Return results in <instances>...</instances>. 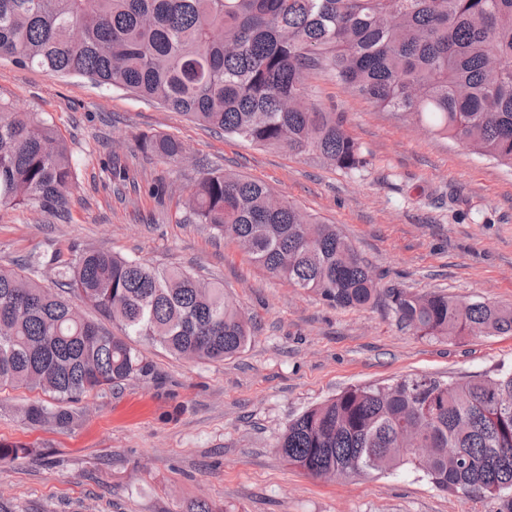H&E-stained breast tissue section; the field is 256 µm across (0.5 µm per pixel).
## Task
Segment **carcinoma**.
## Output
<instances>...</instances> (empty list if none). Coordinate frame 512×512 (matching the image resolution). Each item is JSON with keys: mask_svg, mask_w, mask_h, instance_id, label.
Here are the masks:
<instances>
[{"mask_svg": "<svg viewBox=\"0 0 512 512\" xmlns=\"http://www.w3.org/2000/svg\"><path fill=\"white\" fill-rule=\"evenodd\" d=\"M2 57L356 172L366 165L359 144L304 87V69L319 68L378 109L512 168V0H0ZM142 149L169 162L186 153L167 134L144 137ZM74 185L72 151L54 123L0 105V206L63 212ZM184 206L194 223L248 245L250 261L332 307L383 301L426 338L512 336V307L379 288L336 225L261 181L203 170ZM44 269L62 291L37 280ZM71 296L119 333L83 316ZM138 340L222 361L247 347L251 328L224 288L103 249L57 247L18 270L0 267V390L52 398L21 411L28 424L66 428L69 404L84 394L148 375ZM419 414L430 419L424 433L413 430ZM276 448L314 478L408 467L439 491L498 498L512 512V369L349 387L290 422ZM27 453L0 445V463Z\"/></svg>", "mask_w": 512, "mask_h": 512, "instance_id": "obj_1", "label": "carcinoma"}]
</instances>
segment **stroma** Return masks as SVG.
I'll return each instance as SVG.
<instances>
[{
	"instance_id": "35a3bbf8",
	"label": "stroma",
	"mask_w": 512,
	"mask_h": 512,
	"mask_svg": "<svg viewBox=\"0 0 512 512\" xmlns=\"http://www.w3.org/2000/svg\"><path fill=\"white\" fill-rule=\"evenodd\" d=\"M305 84L316 106L342 114L366 167L346 172L216 134L129 91L0 59V104L51 117L76 173L63 214L0 207V265L59 243L104 247L223 285L253 326L248 347L220 362L140 343L149 375L87 395L64 430L23 422L41 390L1 391L0 444L30 450L0 465L9 512H185L200 498L223 512H500V500L438 491L411 469L315 479L276 448L291 420L350 386L512 369V336L428 339L380 305L329 307L186 222L184 196L202 163L263 181L336 225L382 287L512 306V169L379 110L336 78L312 71ZM145 134L175 136L188 160L146 155ZM114 156L125 184L104 168Z\"/></svg>"
}]
</instances>
